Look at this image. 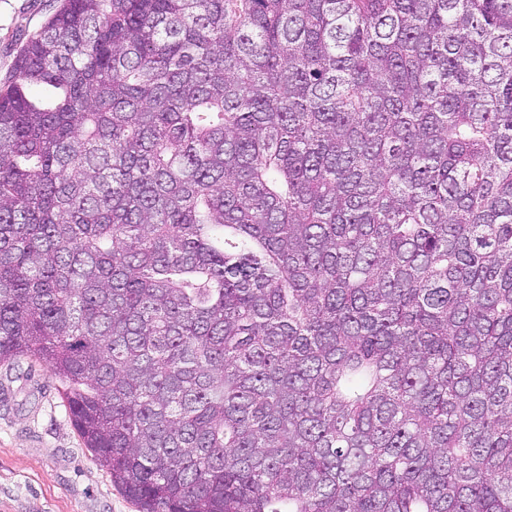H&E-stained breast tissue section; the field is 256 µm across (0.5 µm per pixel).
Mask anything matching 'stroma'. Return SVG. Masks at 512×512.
<instances>
[{
    "label": "stroma",
    "mask_w": 512,
    "mask_h": 512,
    "mask_svg": "<svg viewBox=\"0 0 512 512\" xmlns=\"http://www.w3.org/2000/svg\"><path fill=\"white\" fill-rule=\"evenodd\" d=\"M57 0H0V80ZM0 512H138L73 427L60 382L22 361L0 367Z\"/></svg>",
    "instance_id": "obj_1"
}]
</instances>
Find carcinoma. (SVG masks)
<instances>
[{"mask_svg": "<svg viewBox=\"0 0 512 512\" xmlns=\"http://www.w3.org/2000/svg\"><path fill=\"white\" fill-rule=\"evenodd\" d=\"M21 359L139 512H512V0H60L0 82Z\"/></svg>", "mask_w": 512, "mask_h": 512, "instance_id": "cac0c4a2", "label": "carcinoma"}]
</instances>
